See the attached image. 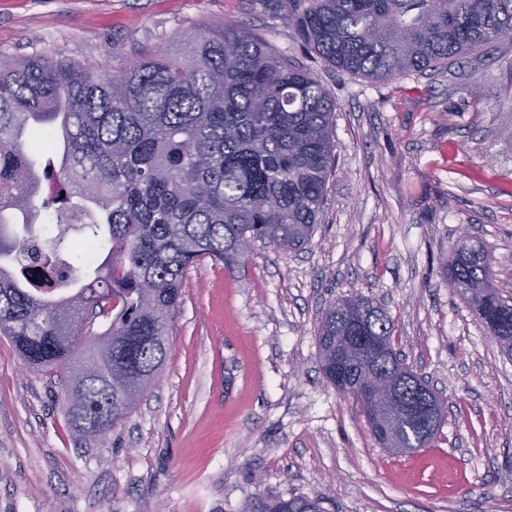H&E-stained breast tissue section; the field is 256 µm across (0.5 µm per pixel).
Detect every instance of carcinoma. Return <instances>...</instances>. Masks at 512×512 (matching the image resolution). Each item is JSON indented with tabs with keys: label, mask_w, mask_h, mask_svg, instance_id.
<instances>
[{
	"label": "carcinoma",
	"mask_w": 512,
	"mask_h": 512,
	"mask_svg": "<svg viewBox=\"0 0 512 512\" xmlns=\"http://www.w3.org/2000/svg\"><path fill=\"white\" fill-rule=\"evenodd\" d=\"M283 22L308 52L350 76L395 80L448 65L512 28V0H288ZM335 105L318 80L246 25L177 36L134 63L117 52L96 67L43 54L0 64V334L38 371L61 373L82 402L66 407L78 438L106 435L139 401L166 359L185 273L208 257L244 264L254 241L281 250L309 243L335 171ZM42 201L68 212L95 252L64 228L50 241L29 220ZM445 276L472 311L495 314L512 336V304L491 260L461 245ZM81 336L109 339L102 370L76 377ZM322 370L351 352L359 371L395 376L397 431L427 448L428 413L394 355L387 312L362 298L329 306L318 326ZM246 512H319L305 498H257Z\"/></svg>",
	"instance_id": "carcinoma-1"
}]
</instances>
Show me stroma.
<instances>
[{"label": "stroma", "instance_id": "obj_1", "mask_svg": "<svg viewBox=\"0 0 512 512\" xmlns=\"http://www.w3.org/2000/svg\"><path fill=\"white\" fill-rule=\"evenodd\" d=\"M284 9L0 0V58L133 62L238 21L336 105V172L310 243L190 266L160 378L106 435L76 440L63 378L29 371L0 336V512H243L259 496L323 512H512V358L443 276L454 248L478 243L512 298V42L378 82L308 54ZM351 296L382 305L396 351L445 400L430 447L388 454L325 378L319 321Z\"/></svg>", "mask_w": 512, "mask_h": 512}]
</instances>
